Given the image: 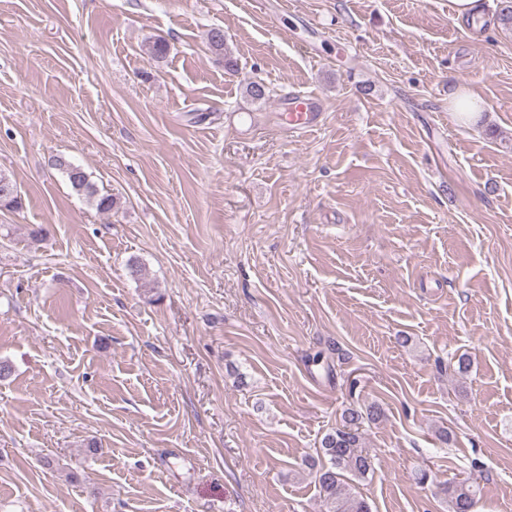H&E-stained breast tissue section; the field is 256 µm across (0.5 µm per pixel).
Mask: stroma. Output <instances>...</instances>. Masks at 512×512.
Returning <instances> with one entry per match:
<instances>
[{"label": "stroma", "mask_w": 512, "mask_h": 512, "mask_svg": "<svg viewBox=\"0 0 512 512\" xmlns=\"http://www.w3.org/2000/svg\"><path fill=\"white\" fill-rule=\"evenodd\" d=\"M500 3L0 0V170L22 201L0 210V512H324L309 463L373 401L354 485L373 512H448L438 484L467 476L474 512H512ZM461 88L479 125L448 110ZM291 91L323 110L303 137L279 124ZM207 42L211 51L224 58V69L229 72H236V63L227 51L224 39V31L221 28H212L207 34ZM63 173L72 187L84 195L88 203L95 207L99 213L109 214L115 208L117 201L112 194H101L90 181L89 175L79 166H76L63 157H57L51 166Z\"/></svg>", "instance_id": "35a3bbf8"}]
</instances>
